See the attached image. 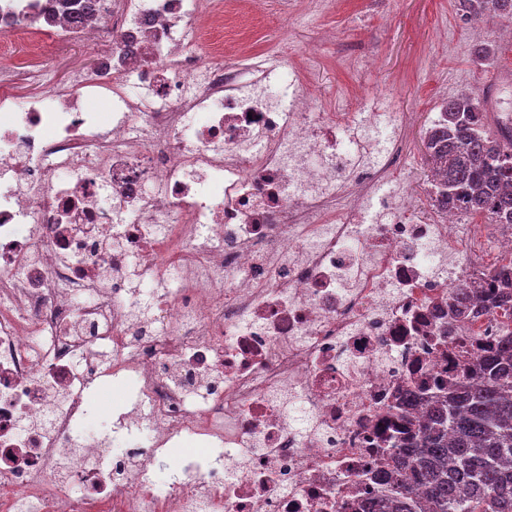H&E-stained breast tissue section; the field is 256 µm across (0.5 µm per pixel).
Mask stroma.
<instances>
[{
  "label": "stroma",
  "mask_w": 512,
  "mask_h": 512,
  "mask_svg": "<svg viewBox=\"0 0 512 512\" xmlns=\"http://www.w3.org/2000/svg\"><path fill=\"white\" fill-rule=\"evenodd\" d=\"M251 47L271 73L298 64L302 81L316 94L318 108L358 112V81L392 99L398 111L413 112L417 121L403 142L401 166L414 196L426 181L424 139L448 97L459 92H481L497 71L512 70L506 50L512 40V18L488 17L472 24L457 11L455 0H264L263 14L246 19ZM330 30L333 41L314 55L303 46L318 33ZM114 34L97 43L73 41L57 54H39L36 43L0 38V52L16 65L20 95H46L72 74H94L103 55L111 53ZM490 50L492 65L476 60L477 47ZM126 393L112 382L90 393L92 417L87 432L111 436V421L101 411H118Z\"/></svg>",
  "instance_id": "stroma-1"
}]
</instances>
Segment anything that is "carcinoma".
Masks as SVG:
<instances>
[{"mask_svg":"<svg viewBox=\"0 0 512 512\" xmlns=\"http://www.w3.org/2000/svg\"><path fill=\"white\" fill-rule=\"evenodd\" d=\"M75 6L82 22L96 0ZM468 17L512 16V0H456ZM444 118L427 131L433 171L444 179L440 204L512 225V137L490 132L485 100L472 92L448 98ZM369 512H512V335L478 363L447 399L431 404L405 455L386 473Z\"/></svg>","mask_w":512,"mask_h":512,"instance_id":"carcinoma-1","label":"carcinoma"}]
</instances>
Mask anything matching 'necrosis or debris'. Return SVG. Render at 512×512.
<instances>
[{"instance_id": "1", "label": "necrosis or debris", "mask_w": 512, "mask_h": 512, "mask_svg": "<svg viewBox=\"0 0 512 512\" xmlns=\"http://www.w3.org/2000/svg\"><path fill=\"white\" fill-rule=\"evenodd\" d=\"M252 2L99 0L51 46L109 28L111 64L23 103L0 66V512H361L423 402L499 349L482 225L431 185L367 208L404 182L390 98L319 112L300 80L273 96L264 70L194 52L207 35L222 55ZM46 6L0 0V35L39 39ZM469 287L463 321L452 293ZM110 377L136 381L114 432L146 426L150 448L78 445ZM186 440L210 458L157 491Z\"/></svg>"}]
</instances>
